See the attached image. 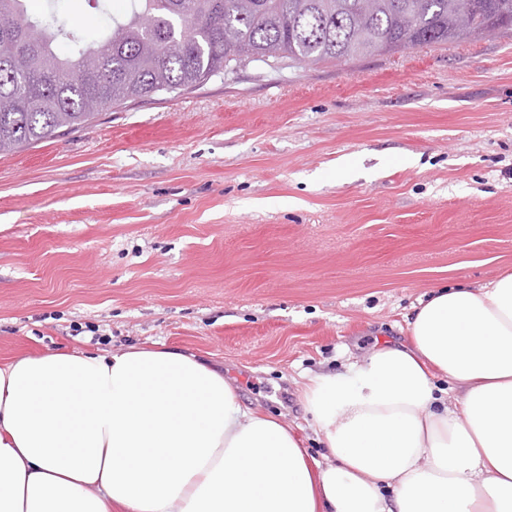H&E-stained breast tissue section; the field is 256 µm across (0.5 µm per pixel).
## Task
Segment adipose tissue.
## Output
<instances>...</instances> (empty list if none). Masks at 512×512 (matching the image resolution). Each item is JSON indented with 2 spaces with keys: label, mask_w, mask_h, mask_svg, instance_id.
<instances>
[{
  "label": "adipose tissue",
  "mask_w": 512,
  "mask_h": 512,
  "mask_svg": "<svg viewBox=\"0 0 512 512\" xmlns=\"http://www.w3.org/2000/svg\"><path fill=\"white\" fill-rule=\"evenodd\" d=\"M307 378L328 453L175 348L0 365V512H512V272Z\"/></svg>",
  "instance_id": "ef3b65f1"
}]
</instances>
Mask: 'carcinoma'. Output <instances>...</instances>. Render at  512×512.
<instances>
[{
	"label": "carcinoma",
	"instance_id": "obj_1",
	"mask_svg": "<svg viewBox=\"0 0 512 512\" xmlns=\"http://www.w3.org/2000/svg\"><path fill=\"white\" fill-rule=\"evenodd\" d=\"M27 0H0V154L87 123L102 104L180 94L262 58L350 61L420 45L512 30V0H128L101 44H54L67 22L48 0L38 16ZM237 42H224V29Z\"/></svg>",
	"mask_w": 512,
	"mask_h": 512
}]
</instances>
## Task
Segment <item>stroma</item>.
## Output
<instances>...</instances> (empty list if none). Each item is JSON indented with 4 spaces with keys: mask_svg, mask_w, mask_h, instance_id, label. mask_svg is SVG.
I'll use <instances>...</instances> for the list:
<instances>
[{
    "mask_svg": "<svg viewBox=\"0 0 512 512\" xmlns=\"http://www.w3.org/2000/svg\"><path fill=\"white\" fill-rule=\"evenodd\" d=\"M70 38L107 15L57 0ZM512 270V31L261 63L0 155V363L159 344L324 450L296 383Z\"/></svg>",
    "mask_w": 512,
    "mask_h": 512,
    "instance_id": "obj_1",
    "label": "stroma"
}]
</instances>
